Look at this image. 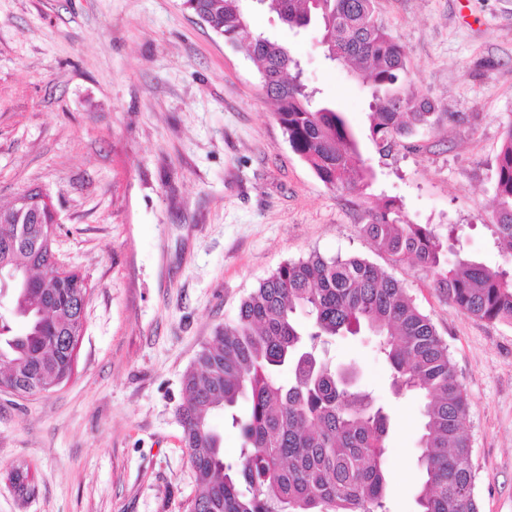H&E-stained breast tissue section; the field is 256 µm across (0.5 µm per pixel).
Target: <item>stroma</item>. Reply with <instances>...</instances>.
I'll list each match as a JSON object with an SVG mask.
<instances>
[{
  "mask_svg": "<svg viewBox=\"0 0 512 512\" xmlns=\"http://www.w3.org/2000/svg\"><path fill=\"white\" fill-rule=\"evenodd\" d=\"M414 89L445 117L386 156L370 92L328 61L319 29L265 11L251 30L288 46L344 112L375 171L367 205L455 231L464 253L511 268L491 230L496 157L512 120V0H376ZM252 60L184 0H0V206L39 187L59 216L53 252L88 287L69 381L0 393V512H188L198 493L176 410L182 375L242 298L316 251L391 268L448 345L465 386L480 512H512V326L469 317L424 271L390 267L355 195L291 149ZM392 408L393 512H418L419 398H392L372 336L326 347ZM28 469L24 498L7 479Z\"/></svg>",
  "mask_w": 512,
  "mask_h": 512,
  "instance_id": "1",
  "label": "stroma"
}]
</instances>
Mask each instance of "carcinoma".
<instances>
[{
	"instance_id": "cac0c4a2",
	"label": "carcinoma",
	"mask_w": 512,
	"mask_h": 512,
	"mask_svg": "<svg viewBox=\"0 0 512 512\" xmlns=\"http://www.w3.org/2000/svg\"><path fill=\"white\" fill-rule=\"evenodd\" d=\"M202 18L257 63L262 88L292 150L329 188L360 194L374 172L344 113L315 102L300 79V63L276 40L248 34L246 0H186ZM288 26L321 24L327 59L353 68L372 90L369 134L380 153L430 129L442 113L410 90L404 47L378 18L375 0H257ZM495 234L512 247V120L504 128L494 187ZM361 232L390 266L412 264L463 314L512 325V271L458 258L432 224H416L398 198L363 210ZM43 227L24 232L0 221V289L15 290L14 332L0 315V385L43 388L70 368L62 328L83 327L76 289L48 279L22 288L10 271L28 268ZM310 316L303 325L297 313ZM369 332L391 368L396 396L421 399L417 468L419 512H480L464 385L430 318L404 283L360 256L313 251L281 264L240 304L236 319L217 332L184 373L177 409L200 493L190 512H391L383 459L390 416L353 372L319 365L317 350L335 336ZM247 402L237 412L240 402ZM219 411L241 438L237 457L224 455L212 426ZM11 482L34 491L29 472Z\"/></svg>"
}]
</instances>
